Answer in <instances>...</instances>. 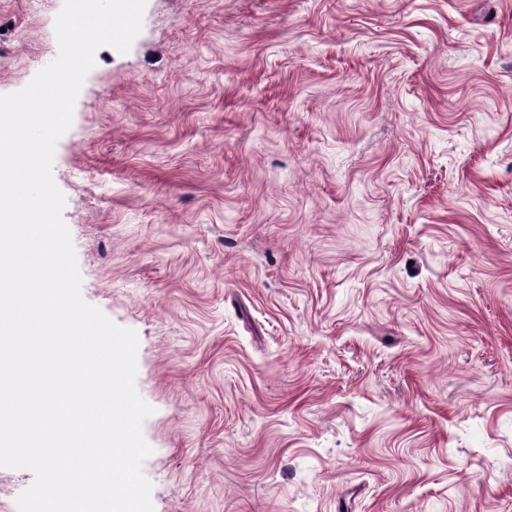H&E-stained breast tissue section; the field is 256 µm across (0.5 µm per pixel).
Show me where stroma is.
Here are the masks:
<instances>
[{"instance_id": "35a3bbf8", "label": "stroma", "mask_w": 512, "mask_h": 512, "mask_svg": "<svg viewBox=\"0 0 512 512\" xmlns=\"http://www.w3.org/2000/svg\"><path fill=\"white\" fill-rule=\"evenodd\" d=\"M52 174L154 512H512V0H147Z\"/></svg>"}]
</instances>
